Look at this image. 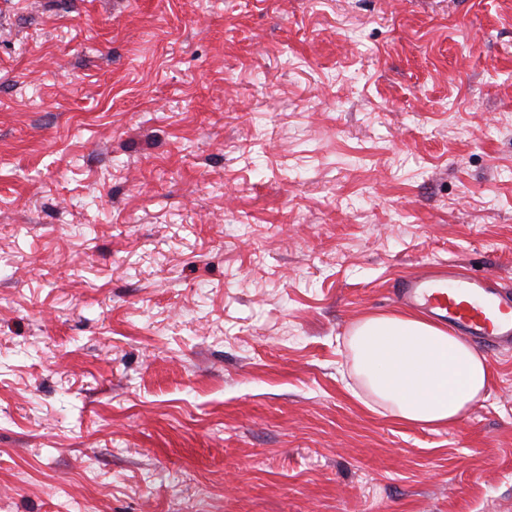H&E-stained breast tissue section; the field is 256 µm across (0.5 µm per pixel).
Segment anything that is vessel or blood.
<instances>
[{
    "label": "vessel or blood",
    "mask_w": 512,
    "mask_h": 512,
    "mask_svg": "<svg viewBox=\"0 0 512 512\" xmlns=\"http://www.w3.org/2000/svg\"><path fill=\"white\" fill-rule=\"evenodd\" d=\"M397 288L405 302L448 323L487 354L512 345V296L487 277L438 268L402 280Z\"/></svg>",
    "instance_id": "b4317fda"
}]
</instances>
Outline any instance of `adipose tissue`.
Returning a JSON list of instances; mask_svg holds the SVG:
<instances>
[{"label": "adipose tissue", "mask_w": 512, "mask_h": 512, "mask_svg": "<svg viewBox=\"0 0 512 512\" xmlns=\"http://www.w3.org/2000/svg\"><path fill=\"white\" fill-rule=\"evenodd\" d=\"M349 347L369 393L409 424L456 423L482 400L490 381L470 343L411 312L366 316Z\"/></svg>", "instance_id": "obj_1"}]
</instances>
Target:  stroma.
Here are the masks:
<instances>
[{"label": "stroma", "instance_id": "1", "mask_svg": "<svg viewBox=\"0 0 512 512\" xmlns=\"http://www.w3.org/2000/svg\"><path fill=\"white\" fill-rule=\"evenodd\" d=\"M438 263L512 293V0H0V512H512V350L350 394ZM348 343L365 387L399 421L445 427L484 399L490 381L485 359L420 315L366 316Z\"/></svg>", "mask_w": 512, "mask_h": 512}]
</instances>
